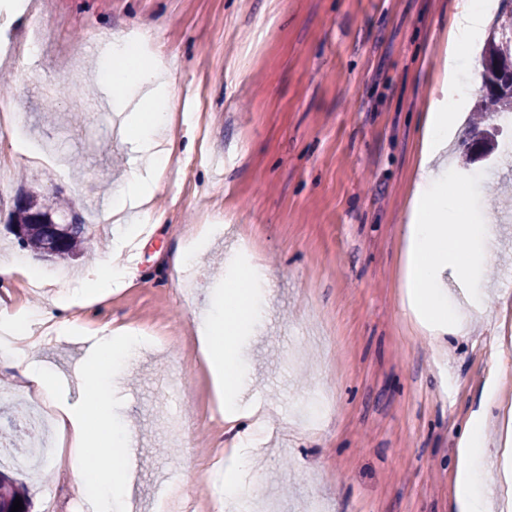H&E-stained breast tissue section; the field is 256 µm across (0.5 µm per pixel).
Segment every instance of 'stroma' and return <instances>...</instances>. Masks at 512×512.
<instances>
[{"instance_id": "stroma-1", "label": "stroma", "mask_w": 512, "mask_h": 512, "mask_svg": "<svg viewBox=\"0 0 512 512\" xmlns=\"http://www.w3.org/2000/svg\"><path fill=\"white\" fill-rule=\"evenodd\" d=\"M0 11V74L32 140L63 161L56 177L34 160L11 165L0 194V254L23 255L9 229L21 189L69 199L102 224L133 156L94 101L110 96L87 70L104 44L147 34L173 71L177 120L168 166L133 264L81 331L108 325L150 336L119 376L112 411L140 448L133 512H207L234 455L224 406L194 343L192 316L227 276L229 249L269 267L267 316L248 331L249 382L237 401L273 430L244 472L252 494L224 512H456L464 429L485 435L477 475L498 490L500 419L486 394L512 405V242L498 243L486 308L438 336L417 325L404 297V232L420 125L437 81L440 38L459 0H21ZM41 30L43 57L6 55L25 29ZM191 113L183 124L180 113ZM471 188V223L501 211L512 174L498 167ZM71 267L88 274L112 251L113 230ZM192 251L187 277L176 255ZM324 400L322 410L307 401ZM69 447L19 471L30 512H88L72 480Z\"/></svg>"}]
</instances>
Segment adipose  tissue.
Wrapping results in <instances>:
<instances>
[{
	"instance_id": "1",
	"label": "adipose tissue",
	"mask_w": 512,
	"mask_h": 512,
	"mask_svg": "<svg viewBox=\"0 0 512 512\" xmlns=\"http://www.w3.org/2000/svg\"><path fill=\"white\" fill-rule=\"evenodd\" d=\"M492 8V0H461L441 39L442 83L448 91L429 108L421 130L417 177L404 235V287L409 306L432 334L459 323L448 305L443 272L449 270L465 278L479 294L485 288L484 270L492 257V227L469 223L467 198L449 189L445 161L449 137L463 127L459 107L466 88L461 77L475 45L492 22ZM101 58V82L111 88L114 105L124 106L126 94L133 90L143 92L122 132L152 161L149 167L128 170L107 209V219L117 226L114 247L121 250L138 237L140 224L155 220L152 201L156 177L170 156L167 140L174 99L165 64L146 59L131 38L114 35L106 42ZM102 264L107 270L104 278L76 281L66 294L48 299L33 313L23 314L0 304V325L13 333L11 339L0 342V358L9 361L26 394H50L64 381L50 366L19 348L18 340L33 339L45 324L58 338H65L80 317L94 313L106 288L121 283L127 275L125 267L113 264L111 258H103ZM271 277L267 267H246L234 280L225 282L208 310L193 319L195 339L208 363L215 394L224 403H232L246 382L238 344L258 320L259 299ZM142 346L143 339L136 333L100 329L83 363L80 398L56 405V423L78 462L76 485L90 512H124L126 508L129 472L118 463H103L93 449L100 445L125 448L132 441L131 430L112 416V380ZM462 443L457 512H487L475 475L481 447L478 426L464 431Z\"/></svg>"
}]
</instances>
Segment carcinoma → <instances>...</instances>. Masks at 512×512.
<instances>
[{"label":"carcinoma","instance_id":"carcinoma-1","mask_svg":"<svg viewBox=\"0 0 512 512\" xmlns=\"http://www.w3.org/2000/svg\"><path fill=\"white\" fill-rule=\"evenodd\" d=\"M504 59L512 61V38L495 32L482 56V84L491 89L478 104L480 114L512 112V73H503L493 67L494 62ZM20 198L24 204L15 205L14 232L32 250L47 257L64 259L79 252L89 241L86 225L66 202L33 191L21 192ZM17 497L22 500L21 512H27L28 500L22 488L0 474V512H11Z\"/></svg>","mask_w":512,"mask_h":512}]
</instances>
